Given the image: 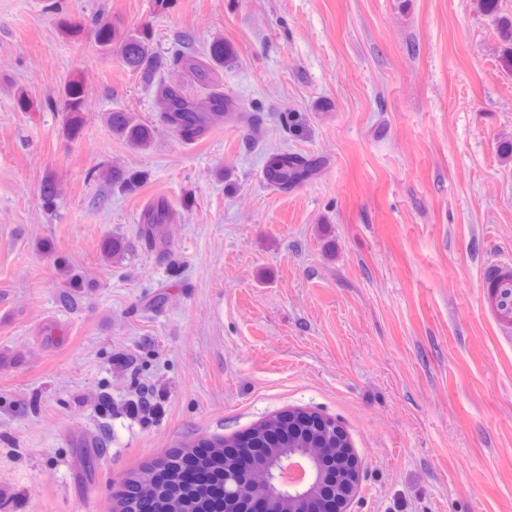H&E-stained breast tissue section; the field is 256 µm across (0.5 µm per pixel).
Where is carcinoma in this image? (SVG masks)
Returning a JSON list of instances; mask_svg holds the SVG:
<instances>
[{"mask_svg":"<svg viewBox=\"0 0 512 512\" xmlns=\"http://www.w3.org/2000/svg\"><path fill=\"white\" fill-rule=\"evenodd\" d=\"M92 33L98 47L106 53L117 48L123 64L133 73L147 80L154 87L157 119L171 132L180 134L183 124L190 120L194 126L193 137L203 136L216 122L233 115L240 122L255 123L254 115L236 111L233 102L224 97L220 88L218 70L224 67V59L229 50L224 41L216 40L205 53L193 50L188 40H183L184 50L167 62L154 50L150 35L146 32L119 35L111 25L96 21ZM183 70L191 81L197 84L200 93L191 94L185 87L160 76L168 66ZM65 111L69 112L68 124L76 126L79 114L84 107V88L77 78L70 79L63 88ZM107 124L116 136L133 148L148 146L155 134V124L143 122L127 110L106 113ZM315 175L312 164L298 156H288L273 162L265 172L267 183L288 191ZM145 174L135 172L111 171L106 181L128 191L141 184ZM173 216V209L164 198L153 200L145 209L141 228L142 245L147 250L158 247L156 228L167 223ZM67 290L60 293L58 303L63 308H74L78 304L77 295L70 292L81 286L82 275L70 266L61 270ZM164 464L172 474V480L156 492L153 512H186L184 505L194 507L193 512H224V498L202 497V487L194 485L197 478L185 469L181 458L172 454Z\"/></svg>","mask_w":512,"mask_h":512,"instance_id":"carcinoma-1","label":"carcinoma"}]
</instances>
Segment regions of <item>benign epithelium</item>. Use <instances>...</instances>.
<instances>
[{
    "label": "benign epithelium",
    "mask_w": 512,
    "mask_h": 512,
    "mask_svg": "<svg viewBox=\"0 0 512 512\" xmlns=\"http://www.w3.org/2000/svg\"><path fill=\"white\" fill-rule=\"evenodd\" d=\"M262 443L249 448L252 430L224 439V447L200 455L182 450L195 462L224 457V512H350L360 485L361 463L345 431L331 418L301 409L267 418L257 431ZM162 467H151L137 479L148 509L153 491L168 482Z\"/></svg>",
    "instance_id": "benign-epithelium-1"
}]
</instances>
